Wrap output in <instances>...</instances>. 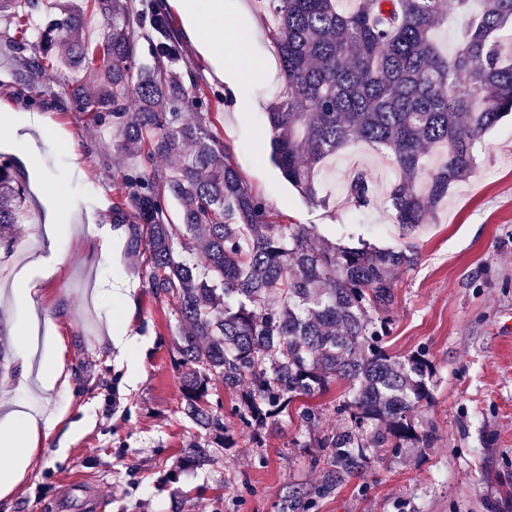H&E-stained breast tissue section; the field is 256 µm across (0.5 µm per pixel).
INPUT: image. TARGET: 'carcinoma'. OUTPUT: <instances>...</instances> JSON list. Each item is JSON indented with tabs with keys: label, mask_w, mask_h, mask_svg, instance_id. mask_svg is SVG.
Wrapping results in <instances>:
<instances>
[{
	"label": "carcinoma",
	"mask_w": 512,
	"mask_h": 512,
	"mask_svg": "<svg viewBox=\"0 0 512 512\" xmlns=\"http://www.w3.org/2000/svg\"><path fill=\"white\" fill-rule=\"evenodd\" d=\"M93 2L107 23L96 57L81 39L80 11L0 0V13L25 8L28 24L15 45L22 53L29 38L38 40L39 55L25 59L31 80L55 61L93 76L91 87L78 80L64 88L65 98L112 129L118 157L137 159L113 217L133 218L128 253L146 254L149 288L169 298L184 326L183 411L208 440L189 444L183 463L206 462L211 449L227 447L226 424L207 403L214 379L237 393L233 414L258 428L279 421L295 400L346 382L336 404L340 427L321 432L319 411L300 412L324 450L313 459L322 477L292 490L283 512L361 475L372 447L394 454L433 447L434 427L416 417L432 400V362L422 352L394 361L383 343L397 275L414 266V252L319 242L301 224L280 223L204 118L184 117L196 100L169 67L176 44L157 42L152 62L137 61V22L125 0ZM340 2L261 0L274 17L269 38L286 85L266 112L271 159L307 200L326 205L317 171L328 157L354 139L391 152L399 177L388 201L407 236L432 223L450 187L472 172L478 138L512 113V57L501 44L512 0H482L475 16L470 0H457L466 21L447 54L432 38L448 20L445 0H358L353 11ZM425 145L442 153L437 166ZM375 193L366 172L352 173L350 205L367 207ZM26 218L23 188L1 163L0 255L13 251L15 227Z\"/></svg>",
	"instance_id": "carcinoma-1"
}]
</instances>
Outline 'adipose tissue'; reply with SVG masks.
<instances>
[{"instance_id": "1", "label": "adipose tissue", "mask_w": 512, "mask_h": 512, "mask_svg": "<svg viewBox=\"0 0 512 512\" xmlns=\"http://www.w3.org/2000/svg\"><path fill=\"white\" fill-rule=\"evenodd\" d=\"M179 16L186 36L198 54L224 84L229 105L238 112H249L253 102L245 88L262 64L247 52L236 16V0H166ZM45 120L29 112L0 102V132H6L8 145L34 158L31 131H44ZM58 420L49 417L13 416L0 421V445L13 450L9 465L0 466V489H10L22 477L43 432L53 430Z\"/></svg>"}]
</instances>
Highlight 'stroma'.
<instances>
[{
	"instance_id": "35a3bbf8",
	"label": "stroma",
	"mask_w": 512,
	"mask_h": 512,
	"mask_svg": "<svg viewBox=\"0 0 512 512\" xmlns=\"http://www.w3.org/2000/svg\"><path fill=\"white\" fill-rule=\"evenodd\" d=\"M240 4L246 48L263 63L248 87L255 109L241 114L226 104L223 84L175 17L182 56L174 68L201 100L188 117L206 114L242 179L281 222L305 225L341 245L413 247L417 261L396 283L386 346L397 360L425 351L435 369L432 402L418 412L436 428L433 447L400 455L372 450L363 474L304 512H512V115L481 137L472 174L450 188L432 223L411 236H401L387 201L396 178L392 155L360 141L322 168L318 181L330 202L312 204L270 159L265 112L285 90L277 49L266 35L274 18L259 0ZM14 35V24L0 17V100L45 114L51 130L37 140L36 167L6 147L0 161L12 162L23 186L35 176L59 185L85 218L57 224L52 245L59 263L33 306L14 295L27 255L14 254L0 266V312L8 319L14 365L12 376L0 380V418L33 396L40 416L60 419L40 439L22 478L0 494V512H282L289 489L320 476L310 464V434L299 410L317 406L321 429L340 426L335 406L344 383L296 400L279 424L256 435L231 419L237 397L213 381L208 403L229 417L233 445L217 449L210 464L183 466V451L200 432L182 411L181 324L169 299L154 294L143 268L128 259V224L113 220L127 163L112 152L110 128L62 100L77 72L57 62L30 83ZM356 168L367 171L376 189L365 208L345 201ZM109 234L114 242L106 258L101 241ZM116 266L134 284L125 308L97 293ZM32 315L55 323L63 338L66 392L43 390L35 380L52 350L22 343ZM121 322L136 339L131 361L119 357L108 335Z\"/></svg>"
}]
</instances>
